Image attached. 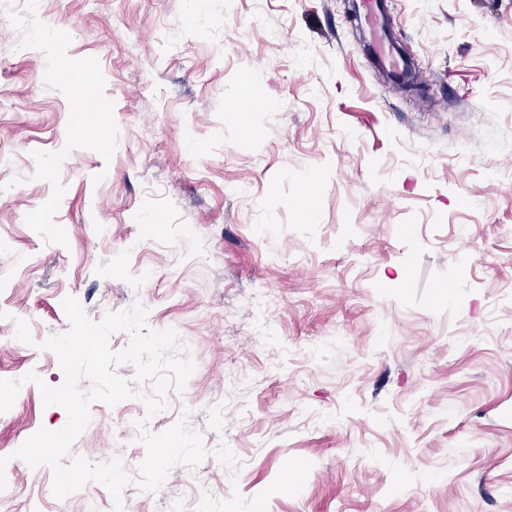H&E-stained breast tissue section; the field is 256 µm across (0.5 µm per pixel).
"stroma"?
Returning a JSON list of instances; mask_svg holds the SVG:
<instances>
[{
    "label": "stroma",
    "mask_w": 512,
    "mask_h": 512,
    "mask_svg": "<svg viewBox=\"0 0 512 512\" xmlns=\"http://www.w3.org/2000/svg\"><path fill=\"white\" fill-rule=\"evenodd\" d=\"M391 28L415 87L351 0H0V379L62 384L68 296L195 363L154 416L148 381L92 403L68 452L121 460L124 512L250 499L292 458L267 512H512V0H393ZM183 417L207 456L142 490L130 427ZM66 423L31 383L0 414V512H113L14 457Z\"/></svg>",
    "instance_id": "obj_1"
}]
</instances>
